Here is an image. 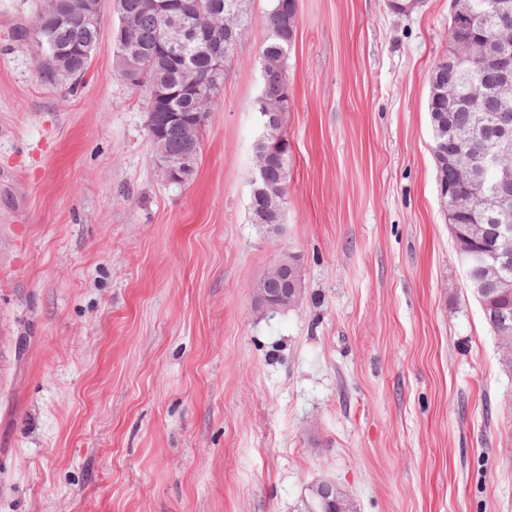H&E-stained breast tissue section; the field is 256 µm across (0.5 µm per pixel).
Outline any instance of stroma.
Returning a JSON list of instances; mask_svg holds the SVG:
<instances>
[{
  "label": "stroma",
  "mask_w": 512,
  "mask_h": 512,
  "mask_svg": "<svg viewBox=\"0 0 512 512\" xmlns=\"http://www.w3.org/2000/svg\"><path fill=\"white\" fill-rule=\"evenodd\" d=\"M44 0H0V512H512V377L467 286L428 109L449 0H297L288 203L249 221L267 0L194 179L158 175L115 71L39 77ZM301 302L256 309L279 252ZM311 488L314 490V498L309 503H306L308 511L305 510L304 497L301 500V504L298 512H309V511H317V509L321 506H328L334 502H336V498L339 494L343 493L342 489L336 483V480L331 478H323L314 483H312ZM331 508L330 506L327 508ZM327 509H318L324 511L317 512H331L327 511Z\"/></svg>",
  "instance_id": "obj_1"
}]
</instances>
